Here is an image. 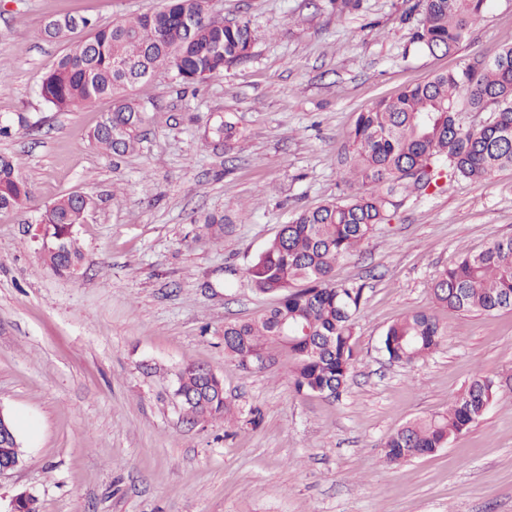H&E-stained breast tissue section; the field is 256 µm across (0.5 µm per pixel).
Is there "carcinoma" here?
Here are the masks:
<instances>
[{
	"label": "carcinoma",
	"instance_id": "1",
	"mask_svg": "<svg viewBox=\"0 0 512 512\" xmlns=\"http://www.w3.org/2000/svg\"><path fill=\"white\" fill-rule=\"evenodd\" d=\"M209 0H164L161 8L101 26L90 17L59 15L46 35L67 43L48 70L39 96L57 112L113 107L89 132L90 143L124 154L141 143L150 109L130 92L148 80L145 72L166 66L184 86L197 85L246 60L255 41L250 22L227 24L211 17ZM423 21L410 43L430 53L453 51L482 18L487 0H421ZM195 20L188 30L183 19ZM87 35L73 38L77 32ZM463 112H488V121L466 126ZM239 134L231 117L213 125V135L231 150ZM338 165L354 191L303 210L285 224L247 269L255 289L277 298L259 316L224 324V354L239 366L263 369L284 358L300 392L337 399L346 388L354 357V319L363 286L332 282L334 264L391 220L405 193L442 190L459 180L483 181L512 168V46L491 61L434 75L359 113ZM33 192L12 156L0 153V206L28 208ZM90 196L61 195L38 215L50 249L42 259L59 275L77 273L83 260L70 226L86 222ZM435 300L463 314H491L512 307V237L495 239L479 253H464L441 269ZM447 329L436 315L415 311L390 324L380 338L389 360L409 365L436 351ZM512 380L476 374L448 411L413 419L382 445L386 461L402 465L436 453L484 415L501 387ZM175 396L192 419L230 410L224 384L213 372L188 365L176 374ZM24 450L10 413L0 423V463L22 461Z\"/></svg>",
	"mask_w": 512,
	"mask_h": 512
}]
</instances>
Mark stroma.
Returning <instances> with one entry per match:
<instances>
[{"label": "stroma", "mask_w": 512, "mask_h": 512, "mask_svg": "<svg viewBox=\"0 0 512 512\" xmlns=\"http://www.w3.org/2000/svg\"><path fill=\"white\" fill-rule=\"evenodd\" d=\"M162 0H0V117L24 120L0 139L33 202L0 212V407L25 448L0 477V512L22 492L38 512H512V393L447 448L400 466L381 445L405 422L444 412L476 373L512 375V308L463 314L436 304L437 272L512 237V168L480 182L412 195L335 268L363 285L347 389L297 392L286 362L245 370L224 355V325L257 317L272 297L246 271L282 225L347 191L336 157L359 112L434 75L488 60L512 43V0H489L448 55L412 51L418 0H210L224 21L248 19L250 58L185 89L160 69L132 92L153 105L140 149L108 156L88 133L109 100L57 112L37 90L64 52L48 41L58 13L102 24ZM233 116L232 150L210 136ZM71 191L96 208L78 236L76 275L44 265L41 209ZM225 218L211 239L204 220ZM416 310L447 342L411 365L388 362L383 331ZM210 368L234 410L193 421L176 371Z\"/></svg>", "instance_id": "1"}]
</instances>
